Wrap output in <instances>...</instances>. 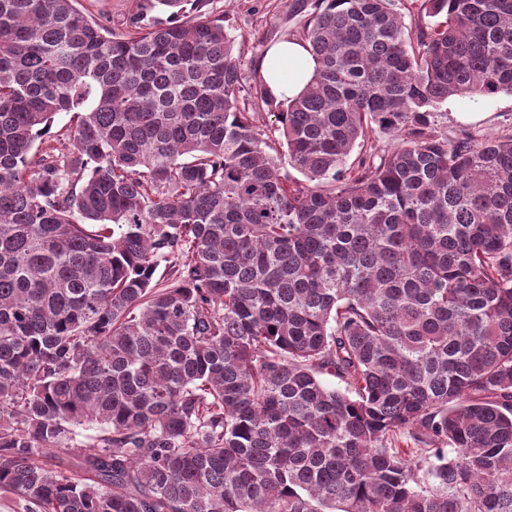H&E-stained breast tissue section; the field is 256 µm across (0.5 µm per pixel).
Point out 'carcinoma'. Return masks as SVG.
<instances>
[{"instance_id": "obj_1", "label": "carcinoma", "mask_w": 512, "mask_h": 512, "mask_svg": "<svg viewBox=\"0 0 512 512\" xmlns=\"http://www.w3.org/2000/svg\"><path fill=\"white\" fill-rule=\"evenodd\" d=\"M147 2L0 0V494L512 512V136L435 128L512 93V0H314L283 102L210 0ZM81 4L93 15L107 19L112 30L119 33L127 29L129 17L137 12H143L146 21L161 22L167 18V14L157 10L150 12L142 0H83Z\"/></svg>"}]
</instances>
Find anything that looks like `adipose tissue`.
Listing matches in <instances>:
<instances>
[{
  "label": "adipose tissue",
  "instance_id": "adipose-tissue-1",
  "mask_svg": "<svg viewBox=\"0 0 512 512\" xmlns=\"http://www.w3.org/2000/svg\"><path fill=\"white\" fill-rule=\"evenodd\" d=\"M314 68V60L306 48L294 41L270 46L259 65L270 94L277 99L298 95Z\"/></svg>",
  "mask_w": 512,
  "mask_h": 512
}]
</instances>
